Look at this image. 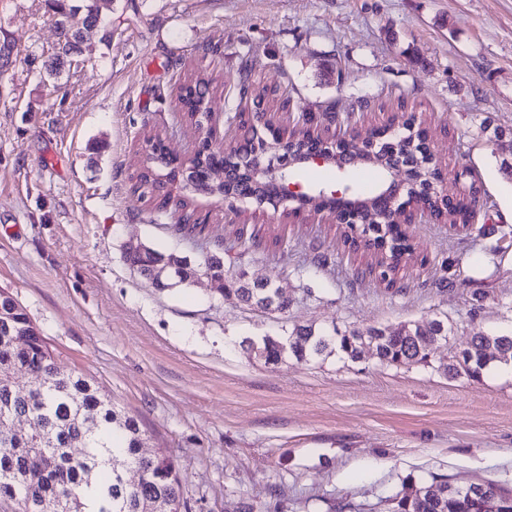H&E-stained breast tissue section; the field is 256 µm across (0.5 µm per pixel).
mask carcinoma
<instances>
[{
    "mask_svg": "<svg viewBox=\"0 0 512 512\" xmlns=\"http://www.w3.org/2000/svg\"><path fill=\"white\" fill-rule=\"evenodd\" d=\"M48 7L58 28L81 10L70 0H48ZM60 36L64 41L58 45L57 58L80 51L79 32H62ZM184 82L189 84L185 117L192 122L200 105L213 98V79L200 72ZM392 122L403 127V137L393 141L398 153H424L422 138L404 129L411 119L401 115L393 117ZM285 134L309 149L322 146L321 133L311 124L295 123L288 131L270 130L273 139ZM375 172L371 182H356L352 191L378 202L387 172L382 167L375 168ZM135 191L140 199L157 200L159 208L171 206L180 213L175 231L190 235L198 229L190 201L172 195L163 181L139 173ZM427 207L433 209L435 217L451 225L473 228V214L465 198L456 200L445 212L431 202ZM362 248L367 268L377 274L380 283L393 288L401 268V254L380 255L371 251L366 242ZM125 260L159 291L190 284L209 274L224 282L221 295H233L248 307L279 314L287 313L290 307L278 296L274 282L243 280L238 269H224L220 259L205 261L199 257L192 261L147 246L125 255ZM158 263L175 264L177 276L170 281L152 280V268ZM437 334L448 335V321L433 319L425 326L408 324L393 331L353 329L340 336L297 326L288 336L264 337L257 347L267 365H276L287 355L302 362L335 351L357 362L366 345L373 347V354L382 365H427L428 340ZM508 359H512L511 335L477 332L466 349L448 358L444 371L478 380L489 364ZM20 371L36 373L42 380L36 385L21 383ZM9 415L30 419V430L24 435L14 434L5 424ZM142 445L137 419L118 410L84 376L64 369L24 308L12 295L0 290V506L10 507L11 512H59L56 505L64 500L70 503L68 512H180V485L173 460L164 452L145 456ZM74 448L82 449V453L73 455ZM133 474L140 475L135 487L128 483ZM435 484L446 487L448 481L434 477L402 488L389 498L391 512H468L465 497L457 491L440 503L428 497L426 490Z\"/></svg>",
    "mask_w": 512,
    "mask_h": 512,
    "instance_id": "obj_1",
    "label": "carcinoma"
}]
</instances>
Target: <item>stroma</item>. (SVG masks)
Segmentation results:
<instances>
[{
    "label": "stroma",
    "mask_w": 512,
    "mask_h": 512,
    "mask_svg": "<svg viewBox=\"0 0 512 512\" xmlns=\"http://www.w3.org/2000/svg\"><path fill=\"white\" fill-rule=\"evenodd\" d=\"M102 18L59 73L45 0H0V290L58 360L138 419L144 453L166 449L181 512H387L404 486L512 490V366L477 381L441 371L474 333L512 331V0H99ZM291 111L334 106L340 132L366 136L415 113L449 195L480 189L475 231L413 224L398 290L365 270L326 220L240 219L217 198L202 235L288 293L287 314L250 310L207 281L157 291L124 259L134 238L197 257L178 215L139 200L144 133L177 155L198 132L172 91L187 71L223 85L216 142L237 134L240 70ZM326 257L325 269L299 266ZM447 319L450 347L394 367L332 353L268 366L245 341L294 327L341 332Z\"/></svg>",
    "instance_id": "35a3bbf8"
}]
</instances>
